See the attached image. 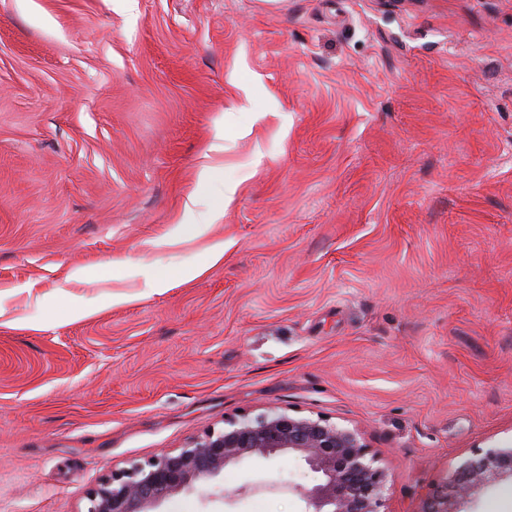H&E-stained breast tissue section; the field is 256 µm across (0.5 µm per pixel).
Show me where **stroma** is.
Here are the masks:
<instances>
[{
  "instance_id": "35a3bbf8",
  "label": "stroma",
  "mask_w": 512,
  "mask_h": 512,
  "mask_svg": "<svg viewBox=\"0 0 512 512\" xmlns=\"http://www.w3.org/2000/svg\"><path fill=\"white\" fill-rule=\"evenodd\" d=\"M270 410L359 430L381 512L512 444V0H0V512ZM319 480L252 461L160 512Z\"/></svg>"
}]
</instances>
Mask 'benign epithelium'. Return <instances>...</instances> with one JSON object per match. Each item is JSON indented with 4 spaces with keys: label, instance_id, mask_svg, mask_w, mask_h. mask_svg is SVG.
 <instances>
[{
    "label": "benign epithelium",
    "instance_id": "obj_1",
    "mask_svg": "<svg viewBox=\"0 0 512 512\" xmlns=\"http://www.w3.org/2000/svg\"><path fill=\"white\" fill-rule=\"evenodd\" d=\"M225 424L176 451L103 476L87 491L86 512H157L167 497L214 479L229 466L277 457L300 458L322 475L320 483L303 491L311 512H380L385 473L375 466L358 431L321 416L278 410L243 415ZM506 473L512 476V445L491 448L463 462L427 495L419 512H451V500L468 496L491 475Z\"/></svg>",
    "mask_w": 512,
    "mask_h": 512
}]
</instances>
